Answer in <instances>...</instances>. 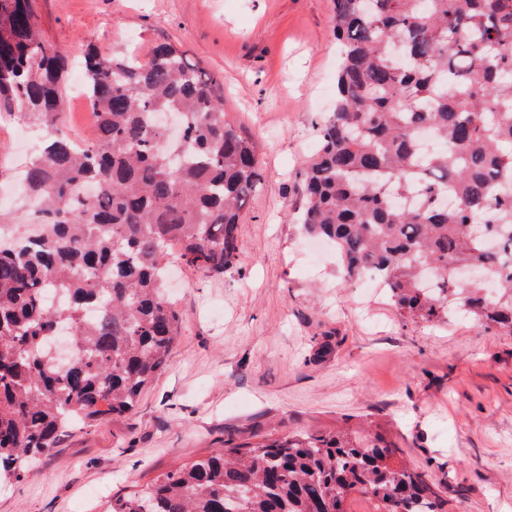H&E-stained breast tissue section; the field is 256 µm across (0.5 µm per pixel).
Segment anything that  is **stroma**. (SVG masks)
I'll return each mask as SVG.
<instances>
[{
    "instance_id": "stroma-1",
    "label": "stroma",
    "mask_w": 512,
    "mask_h": 512,
    "mask_svg": "<svg viewBox=\"0 0 512 512\" xmlns=\"http://www.w3.org/2000/svg\"><path fill=\"white\" fill-rule=\"evenodd\" d=\"M44 40L72 59L63 112L87 136L73 97L85 46L148 59L176 44L224 79L227 119L259 143L263 180L244 209L238 260L203 276L175 265L182 330L165 372L133 413L63 433L0 512H109L112 497L225 442L361 419L398 460L437 484L451 512H512V335L461 315L403 316L386 291L345 288L333 249H310L294 218L298 174L333 108V0H31ZM41 136L0 123V224L36 223L16 196Z\"/></svg>"
}]
</instances>
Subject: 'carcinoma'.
Instances as JSON below:
<instances>
[{"instance_id":"cac0c4a2","label":"carcinoma","mask_w":512,"mask_h":512,"mask_svg":"<svg viewBox=\"0 0 512 512\" xmlns=\"http://www.w3.org/2000/svg\"><path fill=\"white\" fill-rule=\"evenodd\" d=\"M336 103L299 173L304 233L336 246L342 283L371 272L412 319L458 308L512 334V0H333ZM98 119L63 126L68 57L29 0H0V100L38 121L25 171L44 229L0 246V485L65 429L131 412L181 333L170 264L238 257L262 181L257 142L226 119L224 80L171 43L80 61ZM87 183L98 187L86 195ZM376 433L293 431L227 444L112 500L111 512H442Z\"/></svg>"}]
</instances>
